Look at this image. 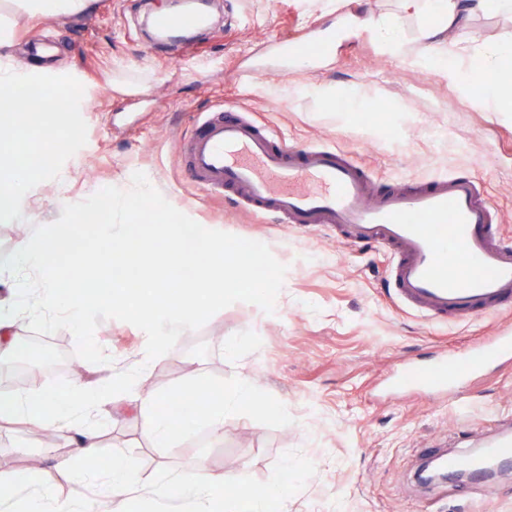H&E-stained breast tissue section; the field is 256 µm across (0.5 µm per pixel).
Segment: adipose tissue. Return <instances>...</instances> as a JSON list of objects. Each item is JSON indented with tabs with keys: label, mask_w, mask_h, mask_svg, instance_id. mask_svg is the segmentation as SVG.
Wrapping results in <instances>:
<instances>
[{
	"label": "adipose tissue",
	"mask_w": 512,
	"mask_h": 512,
	"mask_svg": "<svg viewBox=\"0 0 512 512\" xmlns=\"http://www.w3.org/2000/svg\"><path fill=\"white\" fill-rule=\"evenodd\" d=\"M406 14H424L431 21L422 25L417 41L423 51L438 53L447 31L466 32L472 17L493 12L512 15V0H399ZM29 75L10 67H0V130L10 132L0 144V216L14 210L27 182L34 173L30 142L24 138L10 108L15 102L13 90L28 81ZM62 468L73 473V491L60 497L52 486L33 488L29 476L0 469V512H112L131 492L150 499L186 506L187 512H268L271 502L287 506L289 491L285 485L258 487L249 503L226 494V487L237 478L224 473H210L199 468L181 471L168 481L147 483L141 478L136 461L128 455L115 456L109 478L95 499L85 498L80 490L82 479L74 473V463L62 461Z\"/></svg>",
	"instance_id": "obj_1"
}]
</instances>
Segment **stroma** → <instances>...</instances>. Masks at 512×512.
Segmentation results:
<instances>
[{"label": "stroma", "mask_w": 512, "mask_h": 512, "mask_svg": "<svg viewBox=\"0 0 512 512\" xmlns=\"http://www.w3.org/2000/svg\"><path fill=\"white\" fill-rule=\"evenodd\" d=\"M168 8L167 0H93L75 16L22 18L0 0V28L14 34L0 61L62 68L63 79L38 77L27 91L73 105L36 121L53 137L34 139L33 148L52 155L56 171L34 176L17 209L0 219V261L64 205L108 186L130 189L133 173H145L176 209L205 228L266 244L287 272L273 313L238 302L184 332L144 372V391L202 374L245 378L282 402L293 422L270 428L239 415L207 452L194 441L164 451L144 434L134 403L118 399L100 449L130 452L151 482L189 467L248 484L287 482L288 512H512V472L486 487L463 480L437 496L417 478L431 450L474 451L512 427V361L474 374L459 397L399 383L406 370L512 330V312L426 319L393 296L386 247L346 244L211 199L188 178L179 152L196 113L224 101L289 145L338 148L379 183L472 175L512 239V112L494 111L492 99L454 74L482 69L485 47L512 40V17L474 16L469 50L452 63L447 52L432 59L421 50V19L399 15L396 0H214L212 24L184 57L179 44L148 39L143 25L147 13ZM381 14L395 16L402 52L364 27ZM314 42L323 55L308 54ZM95 340L116 373L136 367L145 344L142 330L114 319L98 325ZM77 439L67 427L52 444L1 429L0 467L68 493L71 476L56 462L76 456ZM31 455L40 470L29 471Z\"/></svg>", "instance_id": "stroma-1"}]
</instances>
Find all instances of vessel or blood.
<instances>
[{
    "label": "vessel or blood",
    "mask_w": 512,
    "mask_h": 512,
    "mask_svg": "<svg viewBox=\"0 0 512 512\" xmlns=\"http://www.w3.org/2000/svg\"><path fill=\"white\" fill-rule=\"evenodd\" d=\"M162 30L198 31L200 13L155 15ZM180 153L192 182L240 209L274 214L286 224L320 225L355 244L389 246L395 297L426 318L475 319L512 309V245L495 226L499 216L482 184L459 174L425 183L373 186L368 172L335 149L292 147L219 105L202 113ZM512 357V332L473 347L465 357L407 373L406 385L460 389L463 378ZM449 473L483 481L474 453L445 455Z\"/></svg>",
    "instance_id": "b4317fda"
}]
</instances>
